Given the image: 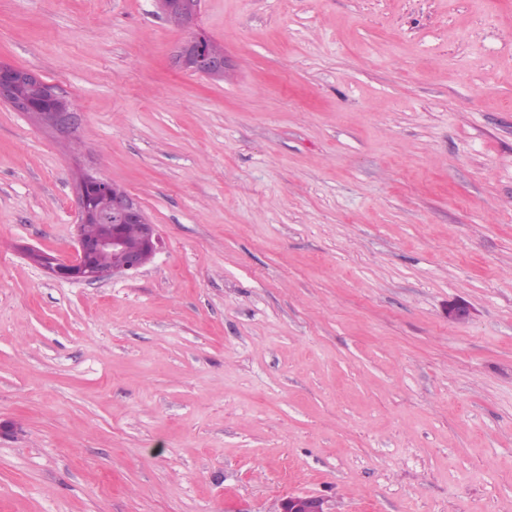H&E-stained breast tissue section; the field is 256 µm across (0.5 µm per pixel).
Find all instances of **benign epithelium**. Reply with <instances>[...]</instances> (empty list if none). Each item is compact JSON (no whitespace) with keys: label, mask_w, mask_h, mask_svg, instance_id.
I'll use <instances>...</instances> for the list:
<instances>
[{"label":"benign epithelium","mask_w":512,"mask_h":512,"mask_svg":"<svg viewBox=\"0 0 512 512\" xmlns=\"http://www.w3.org/2000/svg\"><path fill=\"white\" fill-rule=\"evenodd\" d=\"M175 24L191 29L178 47L175 63L205 77L224 78V51L207 34L195 28L201 0H157ZM27 88L42 89L52 111H37ZM0 104L33 117L57 135L75 143L81 113L75 104L31 69L0 62ZM76 246L69 257L29 248L26 257L52 277L93 283L116 273L135 274L152 261L161 247L152 224L132 195L103 177L83 174L76 182ZM277 512H324L318 498L288 495Z\"/></svg>","instance_id":"obj_1"}]
</instances>
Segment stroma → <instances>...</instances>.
I'll return each instance as SVG.
<instances>
[{
  "label": "stroma",
  "mask_w": 512,
  "mask_h": 512,
  "mask_svg": "<svg viewBox=\"0 0 512 512\" xmlns=\"http://www.w3.org/2000/svg\"><path fill=\"white\" fill-rule=\"evenodd\" d=\"M0 0V512H512V0ZM161 250L51 278L75 172ZM466 305L468 318L448 309ZM201 0H157L164 14L175 24L192 28L201 7ZM175 63L182 70L212 78L224 76V51L207 34L193 29L178 47ZM26 88L44 90L54 112H38L32 97L25 92ZM0 104L33 117L57 135L71 143L75 142V132L81 121L80 112L71 100L57 93L35 71L0 62ZM276 512H325L323 502L318 498L288 495L280 499Z\"/></svg>",
  "instance_id": "stroma-1"
}]
</instances>
